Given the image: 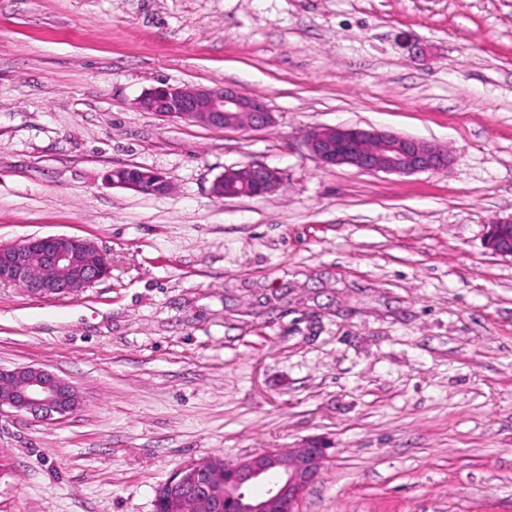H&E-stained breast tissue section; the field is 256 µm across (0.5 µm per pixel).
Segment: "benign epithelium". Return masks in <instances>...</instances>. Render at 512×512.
<instances>
[{"label": "benign epithelium", "instance_id": "1", "mask_svg": "<svg viewBox=\"0 0 512 512\" xmlns=\"http://www.w3.org/2000/svg\"><path fill=\"white\" fill-rule=\"evenodd\" d=\"M155 115L217 129L271 126L274 115L261 99L234 89L208 86H159L139 100ZM308 150L327 166L347 165L362 172L410 175L448 169L449 155L438 147L394 132L358 126H320L307 131ZM114 184L145 195H163L167 180L152 171L130 175L123 167L106 175ZM282 185L281 173L263 163L227 167L213 182L218 198L260 197ZM497 218L487 231L492 253L512 257L499 242ZM111 264L96 244L65 234L32 236L0 243V285H14L39 298L79 296L109 277ZM82 400L66 380L34 366L0 369V414L30 415L46 422L75 413ZM329 449L280 448L250 454L215 472L209 459L190 462L159 489L166 512H300L304 492L319 477Z\"/></svg>", "mask_w": 512, "mask_h": 512}]
</instances>
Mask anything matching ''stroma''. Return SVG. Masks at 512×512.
Listing matches in <instances>:
<instances>
[{
    "label": "stroma",
    "instance_id": "stroma-1",
    "mask_svg": "<svg viewBox=\"0 0 512 512\" xmlns=\"http://www.w3.org/2000/svg\"><path fill=\"white\" fill-rule=\"evenodd\" d=\"M167 84L262 99L259 130L142 111ZM442 148L329 167L314 126ZM284 185L216 198L224 168ZM171 190L112 186V168ZM512 0H0V243L93 240L77 297L0 285V368L82 399L0 415V512H155L184 464L317 442L301 512H512ZM141 171L146 170L129 166L128 173L131 174L129 176L124 167H119L109 171L106 178L112 185H118L145 195L166 194L169 185L163 176L152 171L142 172L140 175H132L138 174Z\"/></svg>",
    "mask_w": 512,
    "mask_h": 512
}]
</instances>
